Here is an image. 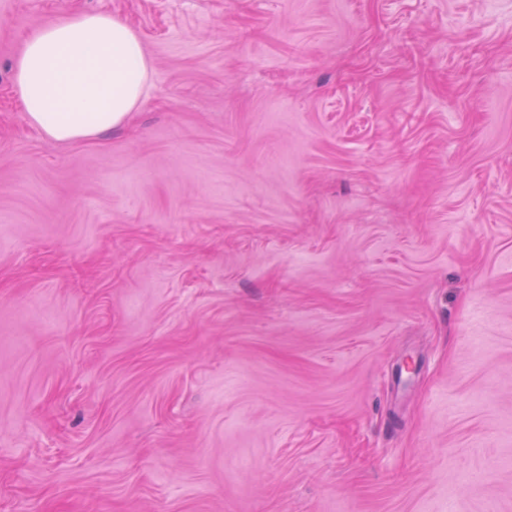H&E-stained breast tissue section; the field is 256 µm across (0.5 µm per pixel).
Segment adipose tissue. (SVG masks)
I'll return each instance as SVG.
<instances>
[{
    "label": "adipose tissue",
    "mask_w": 512,
    "mask_h": 512,
    "mask_svg": "<svg viewBox=\"0 0 512 512\" xmlns=\"http://www.w3.org/2000/svg\"><path fill=\"white\" fill-rule=\"evenodd\" d=\"M150 71L134 28L93 12L37 24L13 66L29 124L53 142L89 139L122 125L143 99Z\"/></svg>",
    "instance_id": "adipose-tissue-1"
}]
</instances>
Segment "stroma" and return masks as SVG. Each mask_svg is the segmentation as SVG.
Wrapping results in <instances>:
<instances>
[{
	"label": "stroma",
	"instance_id": "stroma-1",
	"mask_svg": "<svg viewBox=\"0 0 512 512\" xmlns=\"http://www.w3.org/2000/svg\"><path fill=\"white\" fill-rule=\"evenodd\" d=\"M68 11L152 69L56 143ZM0 512H512V0H0ZM150 71L134 28L93 12L37 24L13 66L29 124L53 142L89 139L122 125L143 99Z\"/></svg>",
	"mask_w": 512,
	"mask_h": 512
}]
</instances>
